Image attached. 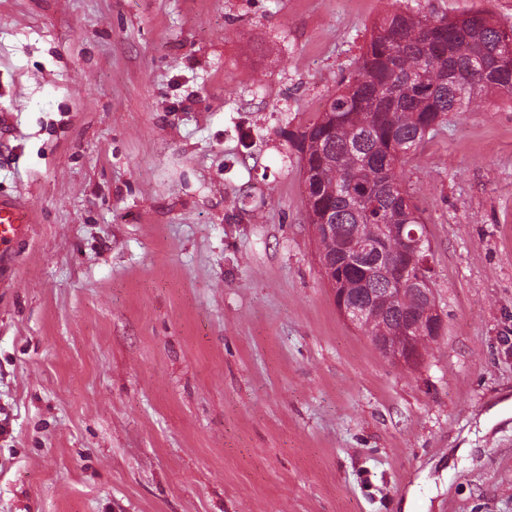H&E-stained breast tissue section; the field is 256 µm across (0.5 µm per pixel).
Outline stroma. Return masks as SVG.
Returning <instances> with one entry per match:
<instances>
[{"mask_svg":"<svg viewBox=\"0 0 512 512\" xmlns=\"http://www.w3.org/2000/svg\"><path fill=\"white\" fill-rule=\"evenodd\" d=\"M512 0H0V512H512V106L403 169L443 331L336 309L301 135L395 10ZM29 217L16 204L0 203V256L12 257L15 244L26 234ZM440 334L436 333L433 334V331L431 328H423V330L417 335L418 337L415 339V345L417 349L413 346V342L411 339V336L408 338V342L406 343L405 347L399 346V347H391L389 342L384 341L383 339H380L378 341L379 347L386 352L389 356L393 357V359L398 364H413L419 359V352L423 349H426L427 345L430 342H433L436 340L437 337L434 336H440ZM375 348L385 357V353L378 347L376 343H374L373 340H371ZM419 351V352H418Z\"/></svg>","mask_w":512,"mask_h":512,"instance_id":"obj_1","label":"stroma"}]
</instances>
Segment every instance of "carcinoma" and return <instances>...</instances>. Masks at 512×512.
Here are the masks:
<instances>
[{
	"label": "carcinoma",
	"instance_id": "carcinoma-1",
	"mask_svg": "<svg viewBox=\"0 0 512 512\" xmlns=\"http://www.w3.org/2000/svg\"><path fill=\"white\" fill-rule=\"evenodd\" d=\"M490 93L512 101V27L494 23L487 11L455 18L395 11L374 26L355 73L303 134L307 219L336 225V237L319 240L320 253L336 256V282L390 287L369 261L343 257L345 242L381 236L394 262L431 282L424 219L400 171L449 114ZM390 224L403 234H385ZM434 307L404 283L364 329L394 341L405 335L407 316Z\"/></svg>",
	"mask_w": 512,
	"mask_h": 512
}]
</instances>
